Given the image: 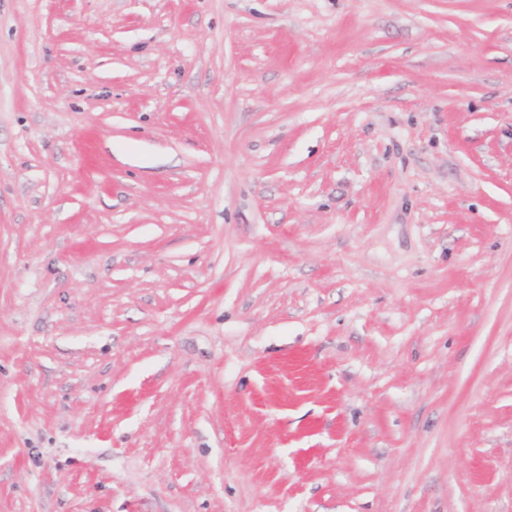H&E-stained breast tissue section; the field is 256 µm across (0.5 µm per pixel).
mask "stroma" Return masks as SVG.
<instances>
[{"label":"stroma","mask_w":512,"mask_h":512,"mask_svg":"<svg viewBox=\"0 0 512 512\" xmlns=\"http://www.w3.org/2000/svg\"><path fill=\"white\" fill-rule=\"evenodd\" d=\"M0 512H512V0H0Z\"/></svg>","instance_id":"stroma-1"}]
</instances>
